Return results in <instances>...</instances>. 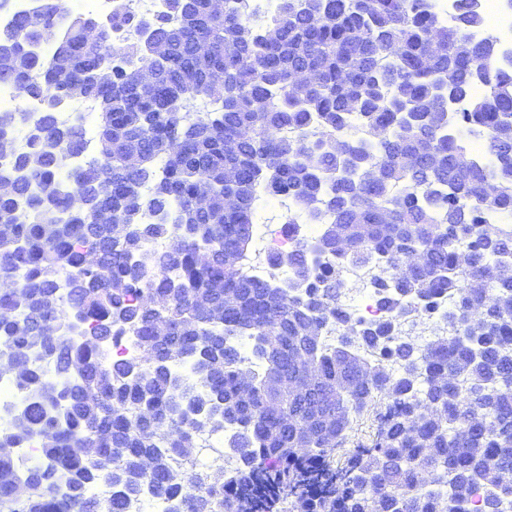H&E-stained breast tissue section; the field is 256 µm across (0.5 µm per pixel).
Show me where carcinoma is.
<instances>
[{
    "instance_id": "1",
    "label": "carcinoma",
    "mask_w": 512,
    "mask_h": 512,
    "mask_svg": "<svg viewBox=\"0 0 512 512\" xmlns=\"http://www.w3.org/2000/svg\"><path fill=\"white\" fill-rule=\"evenodd\" d=\"M224 2L222 19L209 0H168L148 19L120 2L92 33L90 17L47 0L36 22L23 14L0 30V83L22 97L63 85L85 95L101 149L63 188L82 128L47 110L24 150L0 144V178L13 182L0 195V350L25 395L0 425V512H141L132 478L171 512H270L282 494L294 512H505L512 274L500 268L512 225L481 215L512 214V68L485 38L465 46L486 26L481 0H455L447 23L433 0H280L262 21L249 0ZM147 23L167 51L142 92L130 70L152 62ZM199 39L213 46L206 66ZM208 66L224 87L206 81ZM299 69L319 83L296 91ZM443 90L467 103L451 120ZM190 96L219 108L190 121L172 108ZM132 150L140 174L127 170ZM260 192L288 195L321 225L310 239L288 218L285 286L247 271ZM414 248L426 261L406 274ZM376 255L384 314L357 318L338 304L340 267ZM444 295L447 335L420 346L402 334ZM330 324L338 344L310 339ZM125 336L134 358L112 354ZM288 374L296 392L275 391ZM370 407L365 456L332 465L351 416ZM227 425L237 466H186ZM31 439L41 461L22 466L13 449Z\"/></svg>"
}]
</instances>
